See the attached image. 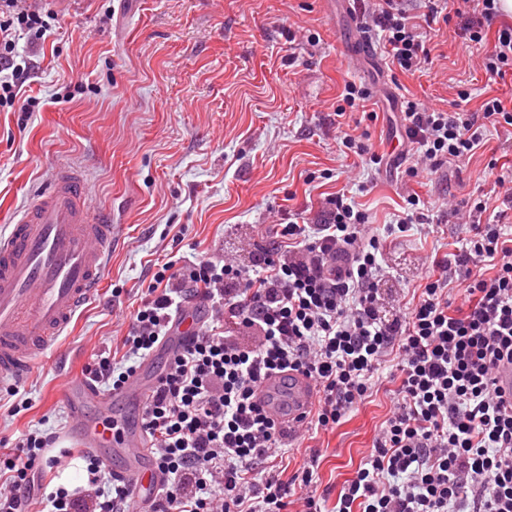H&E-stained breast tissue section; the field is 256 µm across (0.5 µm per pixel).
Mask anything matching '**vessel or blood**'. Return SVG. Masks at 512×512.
Returning <instances> with one entry per match:
<instances>
[{
	"mask_svg": "<svg viewBox=\"0 0 512 512\" xmlns=\"http://www.w3.org/2000/svg\"><path fill=\"white\" fill-rule=\"evenodd\" d=\"M113 233L92 208L80 173L65 170L0 236V385L25 380L67 335L77 312L100 294ZM64 396L75 411L105 403L77 377ZM260 396L267 413L286 427L297 425L317 399L311 380L296 372L286 380L266 378ZM70 436L83 448L122 451L137 499L159 485L145 434L118 436L99 423L72 426Z\"/></svg>",
	"mask_w": 512,
	"mask_h": 512,
	"instance_id": "vessel-or-blood-1",
	"label": "vessel or blood"
}]
</instances>
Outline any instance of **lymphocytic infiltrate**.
I'll return each instance as SVG.
<instances>
[{
    "instance_id": "1",
    "label": "lymphocytic infiltrate",
    "mask_w": 512,
    "mask_h": 512,
    "mask_svg": "<svg viewBox=\"0 0 512 512\" xmlns=\"http://www.w3.org/2000/svg\"><path fill=\"white\" fill-rule=\"evenodd\" d=\"M495 0L466 17L465 37L483 42L490 76L512 71V27H494ZM374 30L394 65L412 73L429 52L399 0H382ZM43 37L50 25L22 0H0V107H14L30 66L17 61L15 29ZM401 124L411 153L437 172L484 143L487 125L512 127L499 99L482 112L428 109L407 101ZM475 203L471 235L433 259L437 278L418 296L390 301L379 283L389 275L379 237L352 197L328 198L317 224L273 225L247 240L252 264L208 254L184 267L159 264L131 315L127 356L158 349L187 306L207 311L201 326L173 351L141 427L161 476L146 512H512V407L496 386L501 361L512 362V226L482 223ZM492 276H485L484 267ZM474 268L451 290V269ZM311 378L318 399L293 432L265 411L258 389L270 373ZM395 381L391 414L355 475L325 509L316 455L289 479L276 463L292 441L334 429L378 383ZM52 438L28 433L15 453L0 455V512H139L131 481L84 453L88 480L72 493L52 487ZM266 477H259V468Z\"/></svg>"
}]
</instances>
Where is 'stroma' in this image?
I'll list each match as a JSON object with an SVG mask.
<instances>
[{
	"instance_id": "1",
	"label": "stroma",
	"mask_w": 512,
	"mask_h": 512,
	"mask_svg": "<svg viewBox=\"0 0 512 512\" xmlns=\"http://www.w3.org/2000/svg\"><path fill=\"white\" fill-rule=\"evenodd\" d=\"M58 23L39 40H19L35 66L32 111L0 109V230L31 206L62 170L82 173L117 232L103 291L74 318L71 334L23 383L18 414L0 409V453L22 434L62 435L71 425L61 394L95 354L121 346L160 259L223 253L251 263L240 243L258 225L317 221L328 196L348 190L374 228L394 223L408 192L433 210L483 201L485 219L502 205L498 182L512 183V129L487 127L482 148L437 173L405 167L368 175L340 150L336 112L346 84L365 88L345 123L381 155L405 150L401 104L480 111L492 98L512 103V74L489 80L486 45L471 42L461 18L425 25L428 0H403L421 24L429 57L409 74L382 45L365 49L350 0H35ZM448 222L383 243V258L405 296L423 288L435 255L468 237ZM382 383L335 430L319 432L318 486L338 490L367 459L393 406Z\"/></svg>"
}]
</instances>
